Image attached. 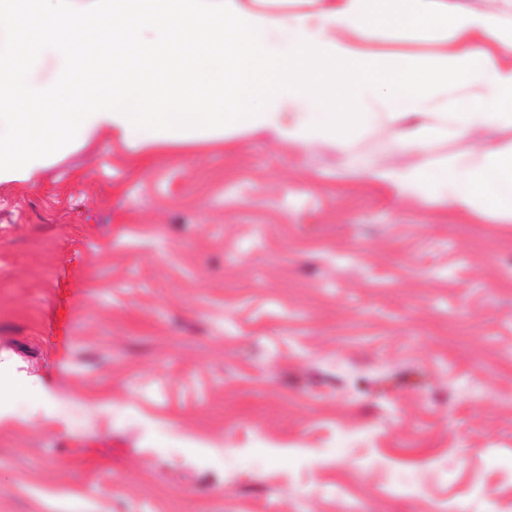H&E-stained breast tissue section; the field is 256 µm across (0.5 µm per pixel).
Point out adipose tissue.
<instances>
[{
  "label": "adipose tissue",
  "instance_id": "obj_1",
  "mask_svg": "<svg viewBox=\"0 0 512 512\" xmlns=\"http://www.w3.org/2000/svg\"><path fill=\"white\" fill-rule=\"evenodd\" d=\"M248 15L261 18L267 48L287 50L298 32L316 41L366 53L373 31L395 30L411 39L437 43V56L462 57L483 52L482 78L422 101L399 98L383 103L370 90L361 100L367 106L368 128L394 130L392 145L423 151L448 138H472L512 129V0L493 7H469L456 0H313L312 9L283 22L272 14L268 0H232ZM268 110L258 131L273 133L281 142L310 148L318 138L300 137L304 123L322 120L308 97L283 96ZM119 137L132 150L167 146V138H149L127 131L115 118L99 115L86 125L80 140L91 144ZM337 151L348 154L352 170L372 182L393 188L398 195L423 204L445 203L460 217L512 223V145L487 144L466 159L441 158L427 167H377L352 152L348 143Z\"/></svg>",
  "mask_w": 512,
  "mask_h": 512
}]
</instances>
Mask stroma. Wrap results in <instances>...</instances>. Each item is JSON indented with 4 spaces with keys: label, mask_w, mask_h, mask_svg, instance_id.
Wrapping results in <instances>:
<instances>
[{
    "label": "stroma",
    "mask_w": 512,
    "mask_h": 512,
    "mask_svg": "<svg viewBox=\"0 0 512 512\" xmlns=\"http://www.w3.org/2000/svg\"><path fill=\"white\" fill-rule=\"evenodd\" d=\"M1 361L0 512H489L512 224L270 133L100 140L0 186Z\"/></svg>",
    "instance_id": "stroma-1"
}]
</instances>
